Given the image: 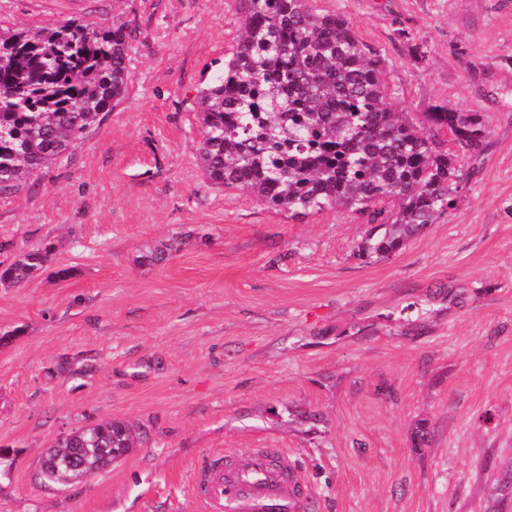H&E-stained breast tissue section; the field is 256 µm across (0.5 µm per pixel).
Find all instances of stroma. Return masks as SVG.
Listing matches in <instances>:
<instances>
[{"mask_svg": "<svg viewBox=\"0 0 512 512\" xmlns=\"http://www.w3.org/2000/svg\"><path fill=\"white\" fill-rule=\"evenodd\" d=\"M386 59L399 108L473 111L456 202L396 255L366 215L211 186L196 95L238 0H0V26L133 29L132 82L59 163L0 199V512H203L198 465L282 448L302 512H512V0H312ZM167 251L159 264L147 254ZM105 420L138 448L68 486L39 461ZM50 248L31 250L14 263L0 270V284L11 285L27 281L48 262Z\"/></svg>", "mask_w": 512, "mask_h": 512, "instance_id": "obj_1", "label": "stroma"}]
</instances>
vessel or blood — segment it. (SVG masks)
Wrapping results in <instances>:
<instances>
[{
    "mask_svg": "<svg viewBox=\"0 0 512 512\" xmlns=\"http://www.w3.org/2000/svg\"><path fill=\"white\" fill-rule=\"evenodd\" d=\"M194 490L204 512H300L305 487L286 453L257 448L201 466Z\"/></svg>",
    "mask_w": 512,
    "mask_h": 512,
    "instance_id": "obj_1",
    "label": "vessel or blood"
}]
</instances>
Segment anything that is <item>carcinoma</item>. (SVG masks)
Segmentation results:
<instances>
[{
	"label": "carcinoma",
	"mask_w": 512,
	"mask_h": 512,
	"mask_svg": "<svg viewBox=\"0 0 512 512\" xmlns=\"http://www.w3.org/2000/svg\"><path fill=\"white\" fill-rule=\"evenodd\" d=\"M239 2L236 49L196 95L205 179L294 216L336 205L364 213L373 227L362 254H396L452 208L465 175L445 142L483 151V120L445 104L420 122L399 111L385 58L341 15L320 14L309 0ZM130 38L123 26L94 22L0 26V197L72 152L126 98ZM49 255L26 252L0 270V284L27 281ZM140 440L121 420L77 429L42 457L41 477L77 481ZM75 448L92 451L76 471Z\"/></svg>",
	"instance_id": "cac0c4a2"
}]
</instances>
